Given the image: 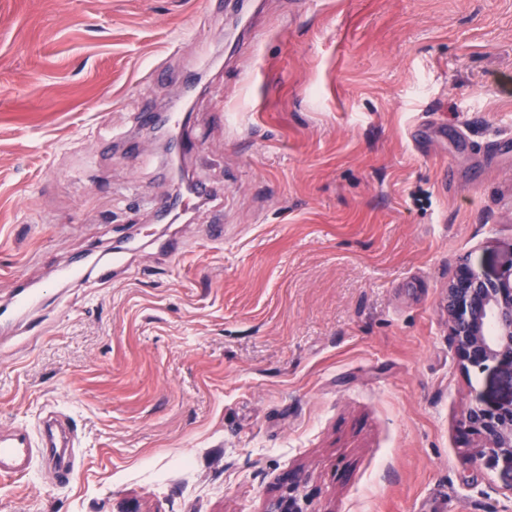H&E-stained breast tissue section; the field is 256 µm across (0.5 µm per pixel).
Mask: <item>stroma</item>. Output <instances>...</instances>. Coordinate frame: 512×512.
Instances as JSON below:
<instances>
[{
	"instance_id": "stroma-1",
	"label": "stroma",
	"mask_w": 512,
	"mask_h": 512,
	"mask_svg": "<svg viewBox=\"0 0 512 512\" xmlns=\"http://www.w3.org/2000/svg\"><path fill=\"white\" fill-rule=\"evenodd\" d=\"M224 2L0 0V306L43 292L0 427L71 414L82 456L0 512H265L289 472L308 512H512L460 427L512 375L462 369L441 306L459 258L512 267V0H248L250 48ZM187 90L214 195L160 222L137 115ZM127 237L124 275L60 277Z\"/></svg>"
}]
</instances>
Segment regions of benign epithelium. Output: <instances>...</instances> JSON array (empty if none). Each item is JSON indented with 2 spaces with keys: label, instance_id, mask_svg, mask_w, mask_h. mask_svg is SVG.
Returning a JSON list of instances; mask_svg holds the SVG:
<instances>
[{
  "label": "benign epithelium",
  "instance_id": "benign-epithelium-1",
  "mask_svg": "<svg viewBox=\"0 0 512 512\" xmlns=\"http://www.w3.org/2000/svg\"><path fill=\"white\" fill-rule=\"evenodd\" d=\"M448 310V339L463 368L512 375V268L495 279L460 261L443 296ZM461 424L472 437L483 464L509 478L512 491V393L466 406ZM298 478L283 476L286 494L267 512H305L294 496Z\"/></svg>",
  "mask_w": 512,
  "mask_h": 512
}]
</instances>
